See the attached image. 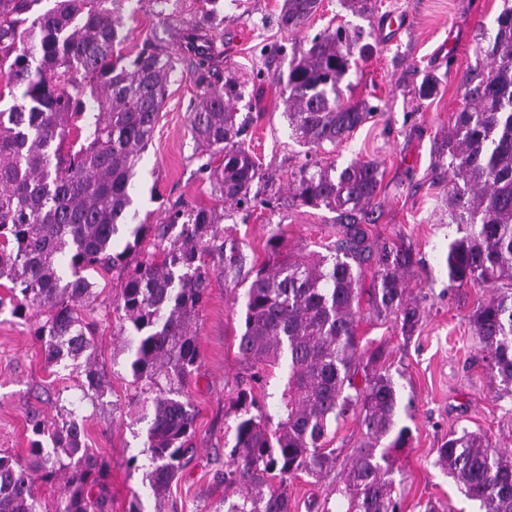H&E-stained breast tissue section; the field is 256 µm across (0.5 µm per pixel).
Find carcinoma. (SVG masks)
<instances>
[{"mask_svg":"<svg viewBox=\"0 0 512 512\" xmlns=\"http://www.w3.org/2000/svg\"><path fill=\"white\" fill-rule=\"evenodd\" d=\"M0 0V282L18 319L39 318L35 335L50 364L69 359L83 398L101 395L94 331L80 309L98 298L95 274L120 282L115 312L121 351L146 422L147 488L163 497L191 452L195 412L185 391L200 365L193 330L211 277L206 257L224 255V205L251 203L259 165L242 135L236 103L244 86L224 75L212 28L223 0H199L200 14L178 38L144 40L133 56L116 51L126 35L123 0ZM320 0H283L285 30L300 28ZM338 26L314 37L288 67L284 114L296 141L336 144L380 111L344 101L340 84L353 48L372 45ZM486 63L460 80L463 102L438 147L448 170V209L465 234L448 243V280L462 288L512 282V0L482 47ZM193 69L203 101L190 113L199 170L216 204L176 201L159 224L128 223L136 166L152 140L176 64ZM374 161L304 165L289 197L337 213L342 238L326 255L295 257L272 231L268 260L244 293L238 356L250 383L240 385L232 446L224 469V509L290 512L288 481L316 480L335 469L331 426L354 419L363 440L345 464L337 512H400L393 496L395 455L411 441L400 388L382 343L362 344L357 327L366 251L361 222L379 193ZM127 239L118 248L120 230ZM405 259L382 249L368 304L410 337L422 320L410 297ZM471 329L488 355L490 375L512 397V293L477 307ZM280 370L278 421L254 393L262 373ZM361 381H356V378ZM34 436L24 459L0 456V512H46L36 482L62 481L53 512H108L104 466L86 448L84 417L61 406L28 416ZM437 464L483 512H512V451L480 433H450Z\"/></svg>","mask_w":512,"mask_h":512,"instance_id":"carcinoma-1","label":"carcinoma"}]
</instances>
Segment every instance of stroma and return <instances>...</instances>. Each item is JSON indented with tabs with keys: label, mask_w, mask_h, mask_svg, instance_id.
Here are the masks:
<instances>
[{
	"label": "stroma",
	"mask_w": 512,
	"mask_h": 512,
	"mask_svg": "<svg viewBox=\"0 0 512 512\" xmlns=\"http://www.w3.org/2000/svg\"><path fill=\"white\" fill-rule=\"evenodd\" d=\"M283 0H224V21L214 31L224 50V70L245 84L249 106L239 107L247 119L244 145L256 157L263 177L254 183L253 208L224 210V242L242 253V267L214 274L209 296L196 316L201 363L187 384L196 420L194 452L184 461L164 503L146 491L148 460L145 424L128 412L134 389L115 336L112 301L119 285L110 274L98 276L95 343L105 394L99 405L83 403L84 441L105 462L112 494L110 512H128L137 501L140 512H214L224 499V433L235 415L234 397L248 373L237 355L235 338L243 318L242 294L253 267L266 258L272 229H282L294 255L325 252L337 239L335 212L285 204L288 186L305 163L344 167L372 160L383 173L373 215L365 224L370 256L363 261L364 288H371L375 251L382 247L411 252L407 286L424 314L411 337L391 320L363 310L359 334L385 342L390 370L404 400L412 404L407 424L409 448L397 454L393 479L402 512H481L479 502L460 493L436 463L449 432L468 429L486 435L498 447L512 449V398L497 395L484 353L470 327L475 309L490 289L448 284V243L459 230L448 214L447 174L437 164V142L461 101L459 78L481 59L480 50L496 32L502 0H371L365 14L348 9L343 0H322L316 15L297 31L281 28ZM194 0H171L175 16L163 29L148 0H124L129 20L122 53L135 54L152 34L176 40L181 23L191 20ZM345 25L362 30L374 45L373 55L357 61L345 80L344 98L381 105L384 113L358 127L337 145L300 146L283 114V92L292 57L326 27ZM283 51L271 55L272 46ZM438 82L437 93L419 94L425 76ZM199 105L195 78L177 65L159 113L151 143L134 178V204L139 221L160 223L164 200L211 205L210 187L198 172L189 114ZM34 322L0 310V453L27 456L32 435L27 417L39 411L52 417L62 400L79 397L78 380L49 365ZM342 469L321 481L302 476L288 484L290 512H308L312 499L335 500Z\"/></svg>",
	"instance_id": "1"
}]
</instances>
